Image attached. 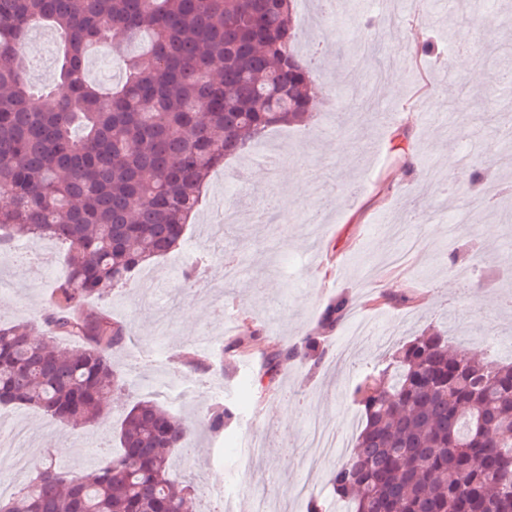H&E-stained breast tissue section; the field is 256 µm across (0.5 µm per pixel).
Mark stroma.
I'll return each instance as SVG.
<instances>
[{"label": "stroma", "instance_id": "stroma-1", "mask_svg": "<svg viewBox=\"0 0 512 512\" xmlns=\"http://www.w3.org/2000/svg\"><path fill=\"white\" fill-rule=\"evenodd\" d=\"M378 13L367 0H336L333 28L344 56L327 49L315 25L316 0H296L298 51L320 50L314 73L327 100L306 126L273 129L261 144L274 156L277 178L250 166L252 151L229 158L210 176L186 230L183 248L138 271L126 286L89 303L133 336L112 359L125 385L115 394L112 416L95 426H69L31 408L0 407V434L17 420L26 433L22 454H0V482L17 490L44 457L79 471L104 463L118 449L123 410L144 399L169 406L193 433L177 453L174 476L189 482L195 512H222L220 483L248 479L252 491H268L283 512H303L297 490L308 486L328 512L341 505L329 484L335 457L310 465L308 435L318 420L355 434L361 416L352 392L370 368L381 367L391 347L427 329L466 330L512 339V316L500 295L512 289L502 268L512 261V214L483 206L482 197L512 190V167L498 166L512 119V88L496 68L512 63V44L484 35L512 23V0H390ZM467 31L466 43L448 46L440 30ZM372 31L384 50L359 49ZM434 41L433 53L421 52ZM491 93V115L460 110L469 95ZM471 152L470 164L449 166L448 154ZM497 181L479 182L481 165ZM458 189L441 192L443 180ZM237 213L218 227L216 189ZM496 227L494 240L484 225ZM0 262V324L31 325L42 335V314L67 274L64 263L40 269L36 255L59 242L20 239ZM204 249L218 252L197 280L172 269L173 258ZM238 266L224 280L221 252ZM346 299L344 319L322 326L325 309ZM313 337L310 360L282 363L276 379L264 371V355L292 351ZM233 340L247 353L226 351ZM209 364V375L187 366L188 354ZM224 388L222 402L235 407L223 433L205 428L213 408L204 386Z\"/></svg>", "mask_w": 512, "mask_h": 512}]
</instances>
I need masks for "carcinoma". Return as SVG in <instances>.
<instances>
[{
    "mask_svg": "<svg viewBox=\"0 0 512 512\" xmlns=\"http://www.w3.org/2000/svg\"><path fill=\"white\" fill-rule=\"evenodd\" d=\"M59 38L54 82L35 87L29 31ZM293 0H0V248L66 245L69 275L44 314L48 336L0 325V405L100 424L130 329L85 305L184 240L212 170L277 126L302 125L322 92L300 56ZM123 61L109 90L87 77L94 49ZM66 337L70 345L56 339ZM425 332L354 390L362 428L333 473L350 512H512V362ZM234 412L207 415L213 432ZM192 425L154 400L124 410L120 452L78 473L45 459L0 495V512H187L172 453Z\"/></svg>",
    "mask_w": 512,
    "mask_h": 512,
    "instance_id": "1",
    "label": "carcinoma"
}]
</instances>
